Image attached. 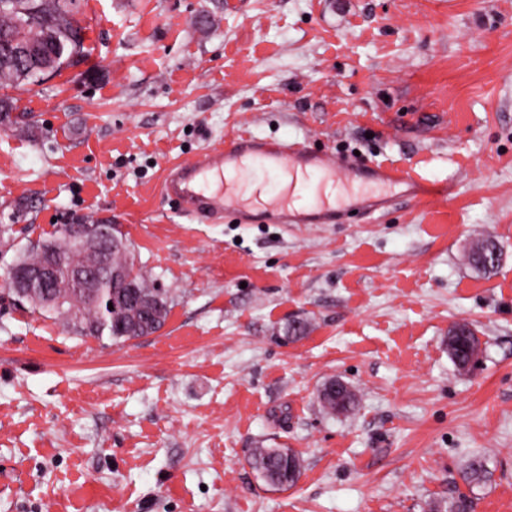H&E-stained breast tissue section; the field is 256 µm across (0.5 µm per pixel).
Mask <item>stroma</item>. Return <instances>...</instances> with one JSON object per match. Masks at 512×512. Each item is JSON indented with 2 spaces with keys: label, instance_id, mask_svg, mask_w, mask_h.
Masks as SVG:
<instances>
[{
  "label": "stroma",
  "instance_id": "stroma-1",
  "mask_svg": "<svg viewBox=\"0 0 512 512\" xmlns=\"http://www.w3.org/2000/svg\"><path fill=\"white\" fill-rule=\"evenodd\" d=\"M78 18L82 56L7 91L0 280L56 224H117L170 313L115 344L0 289V512H431L461 492L512 512V0H81ZM238 133L454 193L344 224L183 216L166 168ZM482 237L502 250L488 276L467 260ZM457 322L482 344L470 372ZM332 378L352 415L319 406ZM261 445L299 453L295 486L251 468ZM479 347L480 340L469 324L455 323L448 329V354L459 370L477 357Z\"/></svg>",
  "mask_w": 512,
  "mask_h": 512
}]
</instances>
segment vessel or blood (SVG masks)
<instances>
[{
  "instance_id": "obj_1",
  "label": "vessel or blood",
  "mask_w": 512,
  "mask_h": 512,
  "mask_svg": "<svg viewBox=\"0 0 512 512\" xmlns=\"http://www.w3.org/2000/svg\"><path fill=\"white\" fill-rule=\"evenodd\" d=\"M248 161L291 178L290 184L257 209L242 202L235 188L224 182L226 170L243 169ZM359 168V163L347 156L312 154L295 143H277L238 135L225 142L224 146L205 150L192 161L170 170L162 184V192L178 202L187 216L201 221L232 211L243 224L252 223L258 214L274 224H336L341 219V211L325 198H318L310 210L295 209L296 187L309 184L315 178L341 184ZM369 178L379 185L400 188L402 196L411 201L446 198L451 194L447 182H430L378 165L371 166Z\"/></svg>"
}]
</instances>
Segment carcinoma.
Returning a JSON list of instances; mask_svg holds the SVG:
<instances>
[{
	"mask_svg": "<svg viewBox=\"0 0 512 512\" xmlns=\"http://www.w3.org/2000/svg\"><path fill=\"white\" fill-rule=\"evenodd\" d=\"M80 0H0V39L11 37L21 42L40 44L45 33L56 35L68 57H77L83 52L82 28L76 19ZM29 65L0 51V86H17L33 80L27 73ZM112 238L120 243L108 254L96 249L73 248L71 262L77 266L97 269L112 279V289L98 299L91 298L84 289L65 272L52 288L61 299L58 305L43 306L41 312L50 314L84 336L97 339L108 337L114 342H126L158 331L169 313L167 291L150 283L135 270L130 245L124 242L125 234L119 225H112ZM58 238H46L30 244L15 258L14 264L28 268L41 266L47 251L56 245ZM499 249L497 243L483 238L476 243L468 255L469 263L477 270L490 274L496 269L489 260L492 252ZM114 309H109V304ZM480 347V340L467 323H456L448 329V354L459 370L473 361ZM322 408L330 413H349L357 406L353 387L344 386L336 392L333 384L326 383L318 394ZM249 464L264 481L278 489L296 484L301 473V459L289 448L253 449ZM487 470L480 460H474L464 474V481L478 484L486 478Z\"/></svg>",
	"mask_w": 512,
	"mask_h": 512,
	"instance_id": "1",
	"label": "carcinoma"
}]
</instances>
